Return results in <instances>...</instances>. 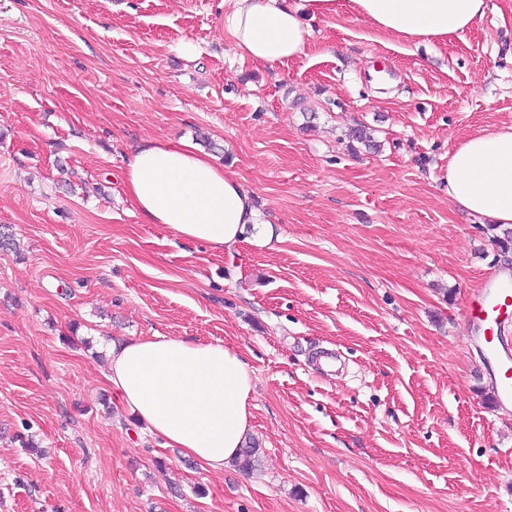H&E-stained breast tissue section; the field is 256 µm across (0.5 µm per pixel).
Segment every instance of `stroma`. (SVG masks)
Listing matches in <instances>:
<instances>
[{"label":"stroma","mask_w":512,"mask_h":512,"mask_svg":"<svg viewBox=\"0 0 512 512\" xmlns=\"http://www.w3.org/2000/svg\"><path fill=\"white\" fill-rule=\"evenodd\" d=\"M486 3L402 48L343 6L271 70L224 0H0V512H512V409L466 319L512 251L445 180L512 123V0ZM204 136L268 241L144 223L130 151ZM131 336L241 352L256 470L136 422L106 379Z\"/></svg>","instance_id":"35a3bbf8"}]
</instances>
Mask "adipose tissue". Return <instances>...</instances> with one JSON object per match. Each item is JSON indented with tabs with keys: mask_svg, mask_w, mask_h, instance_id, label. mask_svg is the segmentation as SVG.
Masks as SVG:
<instances>
[{
	"mask_svg": "<svg viewBox=\"0 0 512 512\" xmlns=\"http://www.w3.org/2000/svg\"><path fill=\"white\" fill-rule=\"evenodd\" d=\"M224 26L241 59L276 68L306 55L303 15H331L339 0H230ZM377 30L413 43L448 42L485 13L486 0H348ZM448 198L459 209L512 226V123L479 130L448 161ZM125 183L145 223L230 251L257 215L250 194L209 155L187 143L134 149ZM114 395L164 447L206 467L238 457L252 430L253 380L246 362L223 342L165 336L111 343Z\"/></svg>",
	"mask_w": 512,
	"mask_h": 512,
	"instance_id": "1",
	"label": "adipose tissue"
}]
</instances>
